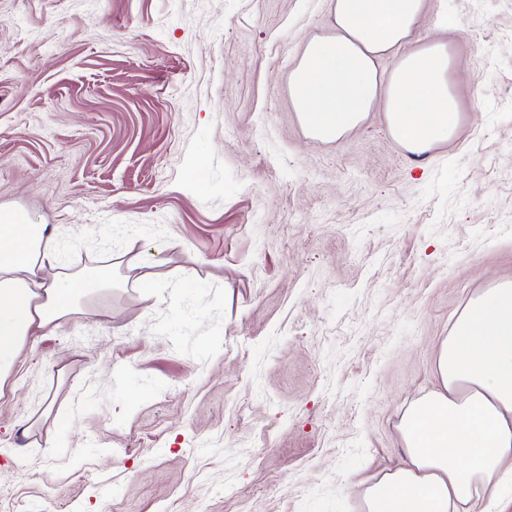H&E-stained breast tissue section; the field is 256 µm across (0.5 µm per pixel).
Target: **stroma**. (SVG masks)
Returning a JSON list of instances; mask_svg holds the SVG:
<instances>
[{"label":"stroma","mask_w":512,"mask_h":512,"mask_svg":"<svg viewBox=\"0 0 512 512\" xmlns=\"http://www.w3.org/2000/svg\"><path fill=\"white\" fill-rule=\"evenodd\" d=\"M464 31L458 136L423 165L382 110L301 126L289 75L330 0H0V208L70 271L157 252L4 388L0 512H365L470 301L512 281V0Z\"/></svg>","instance_id":"stroma-1"}]
</instances>
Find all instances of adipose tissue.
Instances as JSON below:
<instances>
[{"label": "adipose tissue", "mask_w": 512, "mask_h": 512, "mask_svg": "<svg viewBox=\"0 0 512 512\" xmlns=\"http://www.w3.org/2000/svg\"><path fill=\"white\" fill-rule=\"evenodd\" d=\"M335 32L309 40L289 81L312 138L333 141L381 107L393 139L423 156L462 121L449 73L463 28L443 21L422 40L425 0H331ZM393 55L390 72L378 68ZM62 237L26 211L0 209V386L30 336L78 313L107 277L61 268ZM439 386L399 430L406 465L363 486L366 512H493L512 475V282L488 289L456 320L435 361Z\"/></svg>", "instance_id": "ef3b65f1"}]
</instances>
